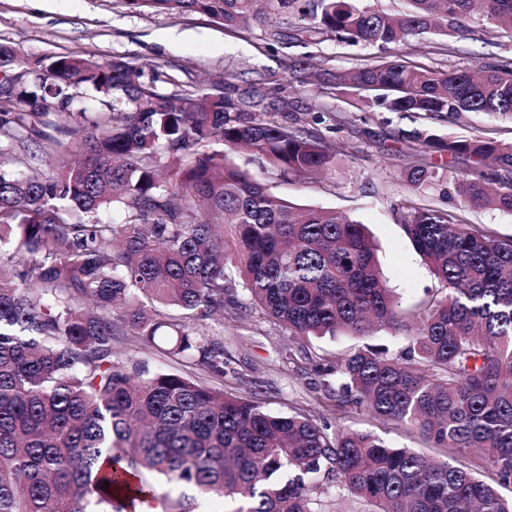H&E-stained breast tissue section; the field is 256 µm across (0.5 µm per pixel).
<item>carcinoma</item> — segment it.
<instances>
[{"label":"carcinoma","mask_w":512,"mask_h":512,"mask_svg":"<svg viewBox=\"0 0 512 512\" xmlns=\"http://www.w3.org/2000/svg\"><path fill=\"white\" fill-rule=\"evenodd\" d=\"M477 1L483 32L512 36V0H407L397 13L351 0H117L226 29L294 12L342 42L382 46L450 19L463 27ZM22 65L0 45V154L18 164L0 172V512H136L148 499L156 512H200L213 496L237 504L232 512H319L330 487L367 512H512L446 457L225 391L235 369L210 331L250 305L293 337H402L395 354L366 344L304 357L325 396L398 422L428 447L476 450L511 484L512 237L407 207L404 232L447 293L402 309L366 225L293 204L206 150L246 146L280 170L325 179L333 156L318 133L288 124L285 88L270 115L264 93L165 94L161 72L144 81L121 59L58 55L30 63V90L18 94L11 73ZM336 80L393 112L512 115V60L438 72L395 55ZM85 88L103 111L74 108ZM411 138L423 152L472 159L458 184L466 205L512 211V141ZM46 144L49 174L35 151ZM405 172L417 191L441 179L423 165ZM116 204L124 221H102ZM120 342L191 369L152 368ZM159 479L199 497L174 499Z\"/></svg>","instance_id":"1"}]
</instances>
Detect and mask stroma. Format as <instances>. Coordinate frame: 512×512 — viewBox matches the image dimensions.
<instances>
[{
	"instance_id": "stroma-1",
	"label": "stroma",
	"mask_w": 512,
	"mask_h": 512,
	"mask_svg": "<svg viewBox=\"0 0 512 512\" xmlns=\"http://www.w3.org/2000/svg\"><path fill=\"white\" fill-rule=\"evenodd\" d=\"M483 23L482 15H474L472 34L414 37L399 53L412 65L439 71L512 59V40L487 38ZM303 26L298 18L280 17L268 28L230 33L204 15L131 14L117 0H0V44L30 61L70 54L147 62L171 75V83L160 87L164 93L195 95L225 82L241 93L287 87L288 109L297 127L317 128L334 154L331 175L310 182L239 150L227 151L228 161L257 175L275 195L292 203L333 210L367 224L383 278L402 307L445 296L442 283L400 225L402 206L459 213L466 223L501 237L512 236V213L490 206L467 208L451 193L471 165L463 157L430 154L443 180L424 192L413 191L403 174L415 146L410 134L426 130L447 140L482 135L510 141L512 116L464 112L428 118L368 106L363 95L338 90L335 76L376 62L383 55L381 48L340 42L325 32L304 44L294 38ZM316 112L322 117L318 125L312 122ZM212 331L223 340L224 354L239 373L238 378L225 379V387L241 395L258 393L276 412L299 408L331 424L373 431L392 447L422 450V442L400 424L378 420L355 404L324 398L321 379L303 355L281 364L288 333L257 311L225 317L213 323Z\"/></svg>"
}]
</instances>
